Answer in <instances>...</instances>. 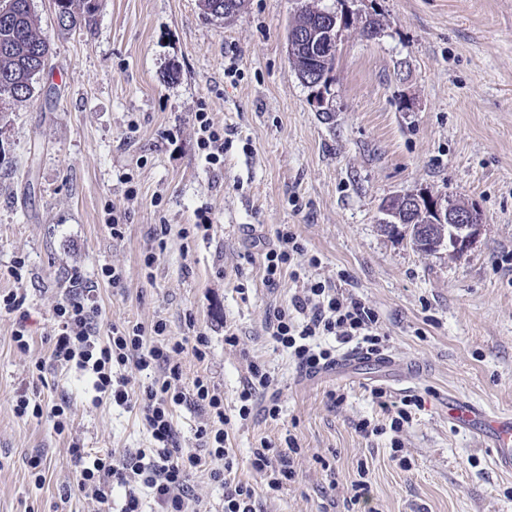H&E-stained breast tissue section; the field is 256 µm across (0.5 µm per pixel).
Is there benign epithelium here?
Masks as SVG:
<instances>
[{"instance_id": "1", "label": "benign epithelium", "mask_w": 512, "mask_h": 512, "mask_svg": "<svg viewBox=\"0 0 512 512\" xmlns=\"http://www.w3.org/2000/svg\"><path fill=\"white\" fill-rule=\"evenodd\" d=\"M321 16L322 26L309 38V43L319 44L331 53L344 29V17L331 9L323 10ZM380 211L382 224L407 225L414 232L418 248L426 251L446 248L450 256L466 250L481 228L472 210H459L446 198L421 193L408 192L389 198L382 203Z\"/></svg>"}]
</instances>
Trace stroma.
Instances as JSON below:
<instances>
[{
	"mask_svg": "<svg viewBox=\"0 0 512 512\" xmlns=\"http://www.w3.org/2000/svg\"><path fill=\"white\" fill-rule=\"evenodd\" d=\"M305 5L380 22L373 38L358 23L343 31L321 108L288 61ZM32 7L51 55L32 97L0 109V294L22 297L30 344L13 339L20 312H0V512H96L72 441L118 454L151 445L138 413L49 361L54 309L76 279L97 287L101 338L159 321L179 338L194 320L205 360L189 349L173 360L184 386L214 384L229 415L248 364L270 373L279 416L234 425L228 441L259 512H512V472L444 408L453 393L512 410V0H249L229 19L205 17L198 0H100L93 30L71 33L52 0ZM202 107L224 128L220 172L197 147ZM407 191L476 209L468 250L424 253L385 234L382 202ZM202 206L215 217L206 237ZM284 226L320 263L270 287L263 247ZM112 266L116 287L102 275ZM304 279L377 312L397 382L368 369L308 376L268 341L266 320ZM377 389L418 398L402 432ZM22 397L68 402V430L17 416ZM291 439L297 476L268 496L250 451Z\"/></svg>",
	"mask_w": 512,
	"mask_h": 512,
	"instance_id": "35a3bbf8",
	"label": "stroma"
}]
</instances>
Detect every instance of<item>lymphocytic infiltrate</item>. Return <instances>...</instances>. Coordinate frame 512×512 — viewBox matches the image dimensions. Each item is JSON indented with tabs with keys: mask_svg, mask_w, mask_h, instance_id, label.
<instances>
[{
	"mask_svg": "<svg viewBox=\"0 0 512 512\" xmlns=\"http://www.w3.org/2000/svg\"><path fill=\"white\" fill-rule=\"evenodd\" d=\"M197 143L210 169L224 167V129L209 112L194 115ZM304 246L291 229L280 228L276 240L264 252L265 279L277 285L283 272L293 269ZM99 306L94 285L75 282L65 300L54 310L58 332L51 352L52 362L74 364L88 372L98 393L113 403L138 410L152 445L126 450L122 459L95 455L73 444L71 453L81 462L78 485L98 505V512H188L193 498L190 481L194 474L208 471L211 480L224 492V512H256L254 487L237 477L236 459L228 448L227 425L220 392L203 379H196L192 390H185L182 370L171 361L172 354L185 348V339L169 336L167 325L153 326L155 341L146 344L141 327L113 328L107 343L97 336ZM379 317L352 294L329 282L316 281L294 293L288 304L274 310L265 333L286 351L295 366L307 375H317L334 366L337 346L352 345L369 352L384 343L377 332ZM331 336L336 347L321 346L322 337ZM135 363L142 371H156L154 381L138 394H130L128 377L120 367ZM271 375L261 365L250 363L238 395L237 416L248 421L255 410L277 418L280 409L268 391ZM205 410L207 418L196 429L200 448L179 447L173 423V408L185 401ZM296 443L287 449L261 442L252 449L250 466L269 491H280L295 476Z\"/></svg>",
	"mask_w": 512,
	"mask_h": 512,
	"instance_id": "obj_1",
	"label": "lymphocytic infiltrate"
}]
</instances>
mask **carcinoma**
I'll return each instance as SVG.
<instances>
[{"label": "carcinoma", "mask_w": 512, "mask_h": 512, "mask_svg": "<svg viewBox=\"0 0 512 512\" xmlns=\"http://www.w3.org/2000/svg\"><path fill=\"white\" fill-rule=\"evenodd\" d=\"M60 31L90 29L96 22V0H54ZM321 15L312 6L301 8L288 32L319 28ZM49 41L43 37L38 18L29 0H0V92L14 102H24L33 94V79L46 65ZM288 60L299 76L317 80L330 76L336 55L309 53L304 43L288 39Z\"/></svg>", "instance_id": "1"}]
</instances>
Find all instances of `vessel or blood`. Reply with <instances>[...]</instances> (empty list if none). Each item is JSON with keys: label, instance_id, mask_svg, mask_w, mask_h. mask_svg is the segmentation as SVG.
<instances>
[{"label": "vessel or blood", "instance_id": "obj_1", "mask_svg": "<svg viewBox=\"0 0 512 512\" xmlns=\"http://www.w3.org/2000/svg\"><path fill=\"white\" fill-rule=\"evenodd\" d=\"M390 362L387 354L358 350L338 358L336 367L348 372L361 366L384 367ZM448 417L456 429L478 437L482 445L493 448V460L498 469L512 472L511 411L490 410L470 400L452 396L448 399Z\"/></svg>", "mask_w": 512, "mask_h": 512}]
</instances>
